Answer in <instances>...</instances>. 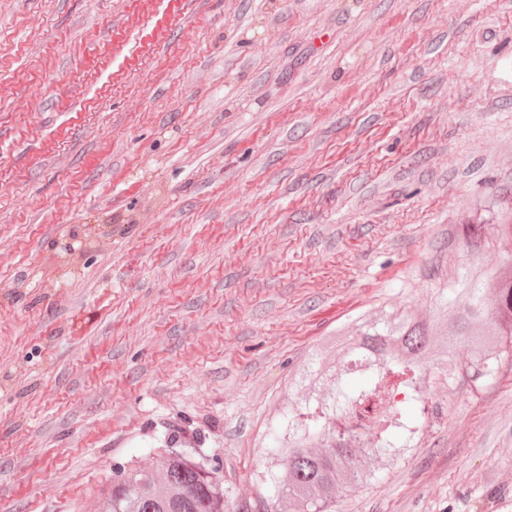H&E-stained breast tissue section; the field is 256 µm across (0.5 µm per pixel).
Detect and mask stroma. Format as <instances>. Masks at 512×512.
<instances>
[{
    "instance_id": "35a3bbf8",
    "label": "stroma",
    "mask_w": 512,
    "mask_h": 512,
    "mask_svg": "<svg viewBox=\"0 0 512 512\" xmlns=\"http://www.w3.org/2000/svg\"><path fill=\"white\" fill-rule=\"evenodd\" d=\"M502 224L512 0H0V512L177 428L255 497L292 367L511 277ZM422 406L335 512H512V349Z\"/></svg>"
}]
</instances>
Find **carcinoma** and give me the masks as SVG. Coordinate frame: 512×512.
Masks as SVG:
<instances>
[{"mask_svg":"<svg viewBox=\"0 0 512 512\" xmlns=\"http://www.w3.org/2000/svg\"><path fill=\"white\" fill-rule=\"evenodd\" d=\"M460 307L448 323L446 341L437 345L430 322L399 315L379 328L359 325L355 336L338 341V375L323 377L315 359L301 364L289 389L311 388L329 380L323 395H308L304 406L282 412L268 452L270 465L259 475L273 494L235 502L219 469L194 448L168 442L157 449L161 467L127 464L100 493L101 512H332L336 491H347L377 477L371 466L355 468L358 458L397 456L408 447L381 436L387 423L417 426L409 417L410 397L395 398L399 386L418 389L427 364L452 375L457 348L472 346L467 373L475 379L494 372L498 347L512 346V280L496 285L474 273L435 299V307Z\"/></svg>","mask_w":512,"mask_h":512,"instance_id":"1","label":"carcinoma"}]
</instances>
